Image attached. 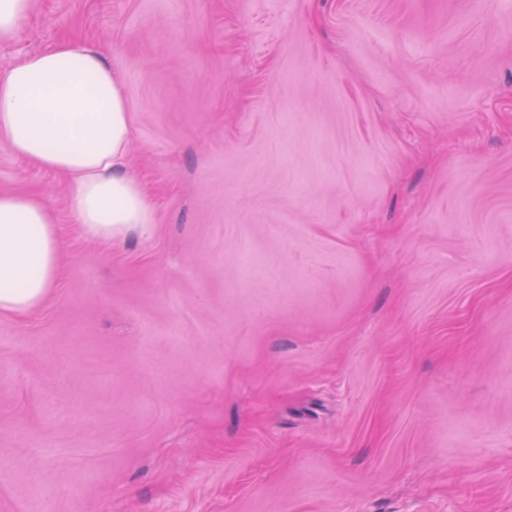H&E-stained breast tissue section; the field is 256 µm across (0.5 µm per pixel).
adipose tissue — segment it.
<instances>
[{
    "label": "adipose tissue",
    "instance_id": "adipose-tissue-1",
    "mask_svg": "<svg viewBox=\"0 0 512 512\" xmlns=\"http://www.w3.org/2000/svg\"><path fill=\"white\" fill-rule=\"evenodd\" d=\"M133 140L122 78L97 45L60 41L0 71V143L64 175L78 229L105 245L156 224L129 170ZM65 270L52 210L24 192L0 193V315L39 312Z\"/></svg>",
    "mask_w": 512,
    "mask_h": 512
}]
</instances>
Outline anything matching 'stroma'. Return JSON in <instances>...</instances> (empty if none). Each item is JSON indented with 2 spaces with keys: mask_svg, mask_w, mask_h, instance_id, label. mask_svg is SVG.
Instances as JSON below:
<instances>
[{
  "mask_svg": "<svg viewBox=\"0 0 512 512\" xmlns=\"http://www.w3.org/2000/svg\"><path fill=\"white\" fill-rule=\"evenodd\" d=\"M123 78L154 232L0 316V512H512V0H39Z\"/></svg>",
  "mask_w": 512,
  "mask_h": 512,
  "instance_id": "stroma-1",
  "label": "stroma"
}]
</instances>
